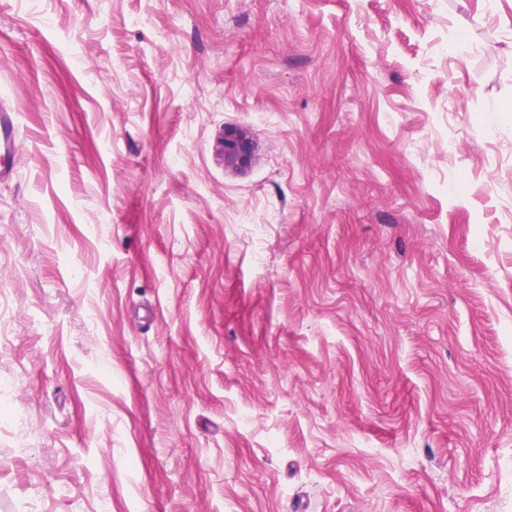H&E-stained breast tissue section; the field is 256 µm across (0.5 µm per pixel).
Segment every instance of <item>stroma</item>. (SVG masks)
<instances>
[{
    "label": "stroma",
    "instance_id": "obj_1",
    "mask_svg": "<svg viewBox=\"0 0 512 512\" xmlns=\"http://www.w3.org/2000/svg\"><path fill=\"white\" fill-rule=\"evenodd\" d=\"M1 101L0 512H512V0H0ZM19 127L18 114L3 105L0 107V147L4 152V159L0 165V181L10 178L13 174L12 167H8L5 158L14 153L18 145ZM225 168L241 170L253 159L254 146L248 133L237 127H225L221 143Z\"/></svg>",
    "mask_w": 512,
    "mask_h": 512
}]
</instances>
